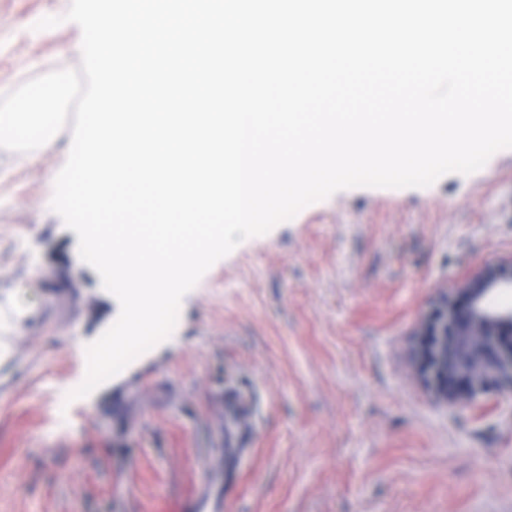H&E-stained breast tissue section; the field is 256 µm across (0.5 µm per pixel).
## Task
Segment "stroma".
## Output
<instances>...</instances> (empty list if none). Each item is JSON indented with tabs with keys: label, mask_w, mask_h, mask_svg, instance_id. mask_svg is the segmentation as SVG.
<instances>
[{
	"label": "stroma",
	"mask_w": 512,
	"mask_h": 512,
	"mask_svg": "<svg viewBox=\"0 0 512 512\" xmlns=\"http://www.w3.org/2000/svg\"><path fill=\"white\" fill-rule=\"evenodd\" d=\"M70 0H0V96L81 59ZM0 149V512H512V392L452 408L413 377L444 291L512 257V149L424 189L354 188L241 242L172 335L85 398L120 314L50 207L71 147Z\"/></svg>",
	"instance_id": "35a3bbf8"
}]
</instances>
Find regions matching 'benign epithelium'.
I'll return each mask as SVG.
<instances>
[{"label":"benign epithelium","instance_id":"1","mask_svg":"<svg viewBox=\"0 0 512 512\" xmlns=\"http://www.w3.org/2000/svg\"><path fill=\"white\" fill-rule=\"evenodd\" d=\"M512 289V259L480 269L420 320L411 357L439 400L473 406L494 388L512 390V308L490 298Z\"/></svg>","mask_w":512,"mask_h":512}]
</instances>
